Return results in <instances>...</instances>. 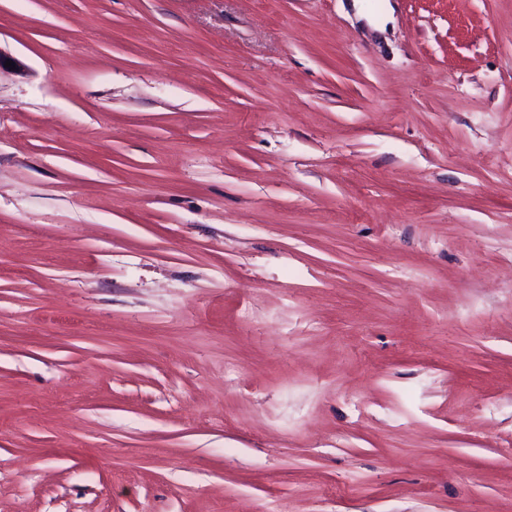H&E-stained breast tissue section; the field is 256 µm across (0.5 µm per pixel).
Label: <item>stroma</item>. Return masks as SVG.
<instances>
[{"mask_svg":"<svg viewBox=\"0 0 512 512\" xmlns=\"http://www.w3.org/2000/svg\"><path fill=\"white\" fill-rule=\"evenodd\" d=\"M0 0V512H512V0Z\"/></svg>","mask_w":512,"mask_h":512,"instance_id":"stroma-1","label":"stroma"}]
</instances>
